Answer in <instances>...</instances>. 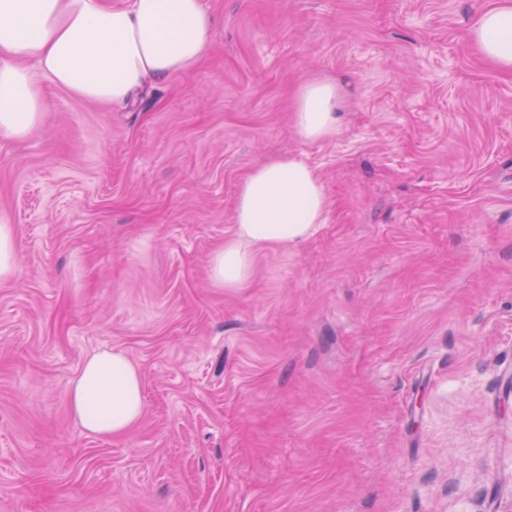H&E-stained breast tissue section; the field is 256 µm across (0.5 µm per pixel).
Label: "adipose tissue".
<instances>
[{
	"label": "adipose tissue",
	"mask_w": 512,
	"mask_h": 512,
	"mask_svg": "<svg viewBox=\"0 0 512 512\" xmlns=\"http://www.w3.org/2000/svg\"><path fill=\"white\" fill-rule=\"evenodd\" d=\"M471 36L485 58L512 71V0L480 12ZM212 41L202 0H0V137L22 140L42 124V81L80 102L124 107L142 81L195 69ZM338 98L329 80L300 88L292 121L303 140L335 138ZM325 212L322 181L303 159L276 156L252 168L237 190L234 231L208 258L214 287H245L259 251L305 240ZM69 402L89 433L125 434L143 415L139 370L122 351L94 352Z\"/></svg>",
	"instance_id": "obj_1"
}]
</instances>
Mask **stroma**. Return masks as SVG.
<instances>
[{"instance_id": "35a3bbf8", "label": "stroma", "mask_w": 512, "mask_h": 512, "mask_svg": "<svg viewBox=\"0 0 512 512\" xmlns=\"http://www.w3.org/2000/svg\"><path fill=\"white\" fill-rule=\"evenodd\" d=\"M193 71L124 109L45 85L0 138V512H512V74L494 0H202ZM341 88L307 142L294 94ZM297 154L324 224L213 287L239 182ZM139 368L141 421L85 431V358ZM472 40L479 52L496 66L512 71V1L497 0L480 12L471 26ZM338 98L339 89L329 80L313 79L300 88L292 121L303 140L314 142L336 137L340 131ZM17 272V240L11 224H0V283L12 280Z\"/></svg>"}]
</instances>
